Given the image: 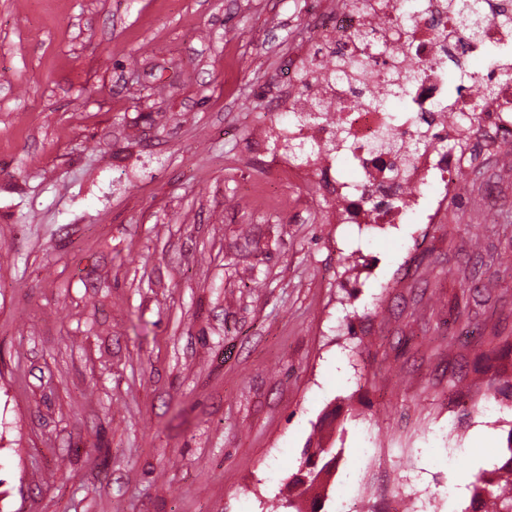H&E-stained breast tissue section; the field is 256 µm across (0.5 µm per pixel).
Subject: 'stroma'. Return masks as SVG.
I'll return each instance as SVG.
<instances>
[{
  "label": "stroma",
  "mask_w": 512,
  "mask_h": 512,
  "mask_svg": "<svg viewBox=\"0 0 512 512\" xmlns=\"http://www.w3.org/2000/svg\"><path fill=\"white\" fill-rule=\"evenodd\" d=\"M320 0H0V512H460L506 453L512 153L439 224L243 187ZM333 446L325 447L320 441L316 443V446L312 452H308L306 455L308 456L304 462L308 463L312 466L304 476L307 477V480H303L300 477H295L294 480L290 484H288L289 497L292 495L293 490H301L297 497L305 494L309 489H311L314 484L320 479L322 474H327L330 471L332 464L336 460V454H334ZM293 496V495H292ZM288 497V508L294 507L293 497Z\"/></svg>",
  "instance_id": "stroma-1"
}]
</instances>
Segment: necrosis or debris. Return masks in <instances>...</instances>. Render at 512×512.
Masks as SVG:
<instances>
[{"label": "necrosis or debris", "instance_id": "obj_1", "mask_svg": "<svg viewBox=\"0 0 512 512\" xmlns=\"http://www.w3.org/2000/svg\"><path fill=\"white\" fill-rule=\"evenodd\" d=\"M479 2V33L463 46L455 0H336L315 15L308 51L288 58L289 78L303 77L305 88L280 98L292 118L266 127L260 143L277 147L280 173L314 184L326 202L322 223H441L474 147L495 154L512 146V26L497 18L500 0ZM331 48L363 61L364 73H335ZM477 55L492 60L484 74H449L450 57ZM392 70L404 91L395 107L375 106ZM317 102L327 118L301 120ZM345 160L356 177L343 173Z\"/></svg>", "mask_w": 512, "mask_h": 512}]
</instances>
